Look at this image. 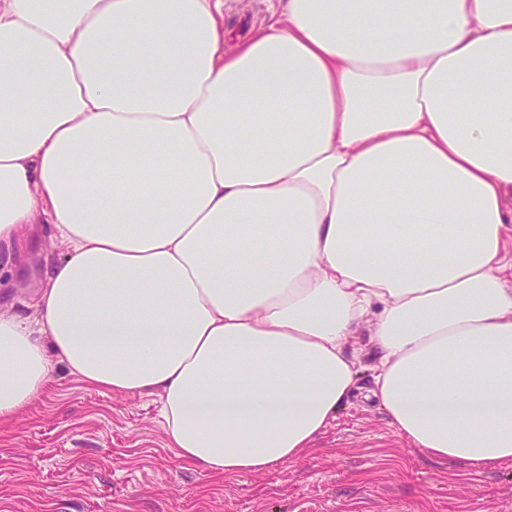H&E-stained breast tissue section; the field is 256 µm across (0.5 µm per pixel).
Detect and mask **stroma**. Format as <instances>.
Masks as SVG:
<instances>
[{"label": "stroma", "mask_w": 512, "mask_h": 512, "mask_svg": "<svg viewBox=\"0 0 512 512\" xmlns=\"http://www.w3.org/2000/svg\"><path fill=\"white\" fill-rule=\"evenodd\" d=\"M268 0H224L228 43L269 16ZM52 227L35 225L23 275L0 288L21 316L45 285ZM361 355L344 409L315 452L218 478L169 448L157 396L91 388L57 364L48 390L0 424V512H512V466L474 471L411 448L367 393Z\"/></svg>", "instance_id": "stroma-1"}]
</instances>
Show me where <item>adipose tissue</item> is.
Returning a JSON list of instances; mask_svg holds the SVG:
<instances>
[{
	"label": "adipose tissue",
	"instance_id": "1",
	"mask_svg": "<svg viewBox=\"0 0 512 512\" xmlns=\"http://www.w3.org/2000/svg\"><path fill=\"white\" fill-rule=\"evenodd\" d=\"M0 0V421L55 362L157 394L214 476L295 462L358 375L429 457L512 464V0ZM269 4L267 0H224V23L228 33L226 50L252 27L257 28L267 21ZM52 225L36 224L25 246L29 262L23 275L17 277L9 288H0V308L21 316L32 312L34 299L44 288V259L51 254Z\"/></svg>",
	"mask_w": 512,
	"mask_h": 512
}]
</instances>
